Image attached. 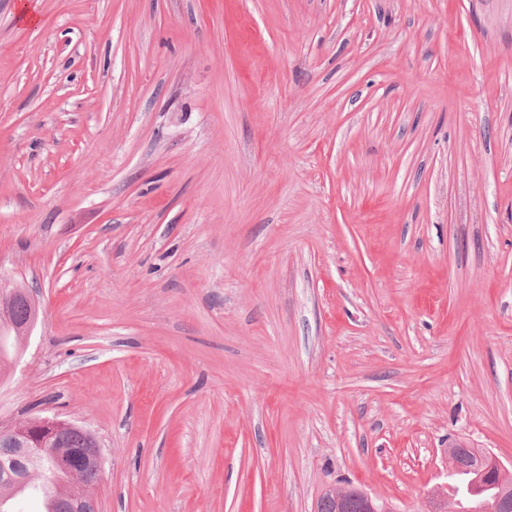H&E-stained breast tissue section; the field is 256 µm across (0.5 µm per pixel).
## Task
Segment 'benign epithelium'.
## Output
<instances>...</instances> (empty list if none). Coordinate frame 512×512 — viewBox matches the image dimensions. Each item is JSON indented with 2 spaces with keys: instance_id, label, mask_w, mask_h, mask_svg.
<instances>
[{
  "instance_id": "benign-epithelium-1",
  "label": "benign epithelium",
  "mask_w": 512,
  "mask_h": 512,
  "mask_svg": "<svg viewBox=\"0 0 512 512\" xmlns=\"http://www.w3.org/2000/svg\"><path fill=\"white\" fill-rule=\"evenodd\" d=\"M17 300L28 308L23 320L15 316L12 307ZM38 316L33 291L29 289H12L0 299V327L9 326L19 336L26 337L34 330ZM66 426L68 423L54 417H37L10 429H1L0 462L4 464L19 460L26 464H40L46 458L54 460V464L42 468L40 475L51 480L58 471L67 470L76 492L63 504L64 512H99L95 497L81 486V478L86 471L101 473L102 455L99 445L94 441L91 447L82 449L80 454L70 459L57 455L55 449L62 446L59 434ZM473 469L486 475L492 469L502 472L503 465L495 454L487 453L475 459Z\"/></svg>"
}]
</instances>
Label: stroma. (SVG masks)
<instances>
[{
  "mask_svg": "<svg viewBox=\"0 0 512 512\" xmlns=\"http://www.w3.org/2000/svg\"><path fill=\"white\" fill-rule=\"evenodd\" d=\"M0 285L99 512H427L512 464V0H0ZM1 296L7 294L6 297L1 298V306H0V327L1 331H3V326H11L12 329L15 330L18 336H11L8 338L7 342V355L6 358L3 357L2 354V339L3 336L0 335V363L4 362L11 354V347H13L12 343L16 346L19 342V336H24V339L31 335L34 330L37 321H38V307L36 301L34 299L33 291L29 289H19L15 288L10 290L9 292H4L3 287L1 286ZM20 300L28 308L27 316L24 320H19L17 317L21 318L25 315V308L16 305L15 313L12 307V304L16 300ZM17 317H16V316ZM30 332V333H29ZM477 452L484 453V451L480 448H452V460H449V463L451 472L462 473L468 476L470 480H475L481 486L486 488L483 496L481 497L483 506L480 510L476 511L484 512L488 504L501 491L509 489L512 494V471L510 478H503L499 475V477H496L493 481H487L485 479L480 480L476 472H474L472 469L467 468L469 461L473 459L474 455ZM364 490L362 488L353 486L347 483L346 486L336 489V498H341L344 501L345 510L343 512H362L360 494ZM336 498L334 511L340 512V500ZM337 502V507H336Z\"/></svg>",
  "mask_w": 512,
  "mask_h": 512,
  "instance_id": "35a3bbf8",
  "label": "stroma"
}]
</instances>
